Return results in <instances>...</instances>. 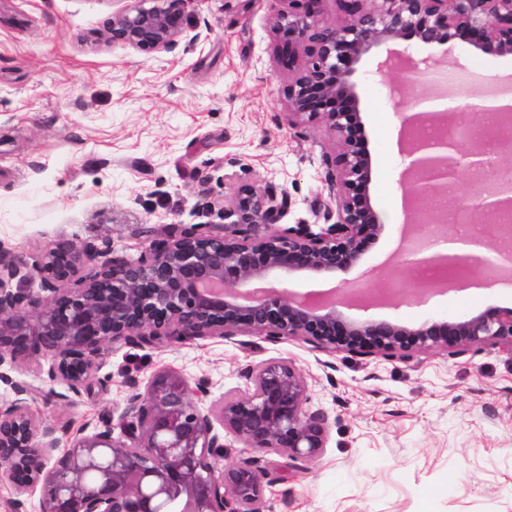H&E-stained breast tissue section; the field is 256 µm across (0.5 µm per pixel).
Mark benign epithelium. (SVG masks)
<instances>
[{
	"instance_id": "obj_1",
	"label": "benign epithelium",
	"mask_w": 512,
	"mask_h": 512,
	"mask_svg": "<svg viewBox=\"0 0 512 512\" xmlns=\"http://www.w3.org/2000/svg\"><path fill=\"white\" fill-rule=\"evenodd\" d=\"M301 6L281 15L283 53L293 62L304 42L316 53L295 71L288 85V124L323 123L337 153L334 220L319 231L297 224L283 231L282 209L266 190L243 183L224 206L222 224H194L179 236L152 243L137 258H114L111 248H79L62 241L29 263L0 250V366L44 351L50 373L75 394L91 385L95 360L116 340L149 342L160 336L195 340L247 330L268 340L299 337L329 352L408 356L414 352L461 354L486 342L512 356V308H488L464 319L433 320L417 327L386 320L350 319L339 300L288 288L266 289L271 278L348 271L383 228L371 196L372 159L360 115L353 76L364 55L394 40L416 38L426 45L454 40L471 51L512 55V0H347L350 19L340 27L312 21L319 0H288ZM152 6H146V3ZM185 0H133L117 12L105 41L142 53L174 49L185 33ZM384 66L416 78L419 63L408 50L390 54ZM423 121L443 130L456 125L455 113L402 114L411 132L408 189L419 205L448 191L462 161L479 171L483 147L461 148L456 136L422 137ZM499 197L481 204L490 220L512 209V143L496 153L493 168ZM493 252L451 272L463 257L440 252L423 263L447 272L450 288L467 285L469 273L491 276L512 264V225H497ZM86 264L98 266L89 278ZM39 281L45 295L8 288L15 279ZM252 390L228 398L219 408L224 432L258 452L279 451L292 459L317 457L325 448L328 422L307 413V385L289 361L271 360L245 372ZM0 409V471L17 490L41 487V512H256L269 472L252 459L216 466L224 437L214 431L204 381L165 370L132 394L118 427L78 430L66 449L57 427L30 417L22 395Z\"/></svg>"
}]
</instances>
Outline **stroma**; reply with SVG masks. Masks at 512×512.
<instances>
[{
    "label": "stroma",
    "instance_id": "stroma-1",
    "mask_svg": "<svg viewBox=\"0 0 512 512\" xmlns=\"http://www.w3.org/2000/svg\"><path fill=\"white\" fill-rule=\"evenodd\" d=\"M129 0H0V248L34 260L57 243L136 256L153 241L194 224L220 223L238 185L266 189L284 203L280 228L323 223L333 202L336 142L319 123L289 125L292 80L275 28L287 0H187L186 32L173 51L145 54L103 36ZM427 77L407 83L392 70L373 77L386 46L354 76L372 156L371 194L383 229L360 263L336 277H302L289 288L334 298H373L406 278L401 235L435 233L406 195L405 136L394 133L419 99L447 90L482 93L512 74V55H470L417 39L397 41ZM465 82L441 87L443 73ZM512 308V285H486L427 299L400 293L398 305L344 307L354 319L418 326ZM292 362L307 383L305 409L328 419L321 455L294 460L260 454L225 437L220 465L260 458L273 481L257 512H512V356L486 343L447 352L357 356L329 353L300 338L268 341L242 331L224 338L148 344L117 341L96 360L91 387L74 394L36 352L9 367L0 407L30 390L36 422L76 432L118 423L133 393L162 370L206 379L209 402L246 395L247 369Z\"/></svg>",
    "mask_w": 512,
    "mask_h": 512
}]
</instances>
